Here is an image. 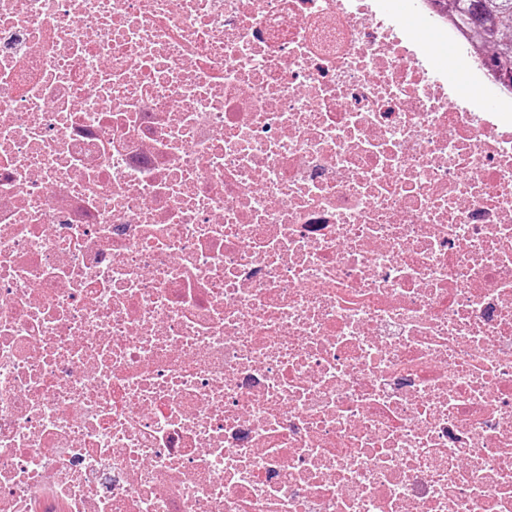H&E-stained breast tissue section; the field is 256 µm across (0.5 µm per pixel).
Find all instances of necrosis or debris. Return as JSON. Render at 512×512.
<instances>
[{
	"instance_id": "obj_1",
	"label": "necrosis or debris",
	"mask_w": 512,
	"mask_h": 512,
	"mask_svg": "<svg viewBox=\"0 0 512 512\" xmlns=\"http://www.w3.org/2000/svg\"><path fill=\"white\" fill-rule=\"evenodd\" d=\"M0 0V512H512V85L425 0Z\"/></svg>"
}]
</instances>
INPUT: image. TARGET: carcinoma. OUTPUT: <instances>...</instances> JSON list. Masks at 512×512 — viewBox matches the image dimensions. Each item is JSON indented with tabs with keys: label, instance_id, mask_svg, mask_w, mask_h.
Listing matches in <instances>:
<instances>
[{
	"label": "carcinoma",
	"instance_id": "obj_1",
	"mask_svg": "<svg viewBox=\"0 0 512 512\" xmlns=\"http://www.w3.org/2000/svg\"><path fill=\"white\" fill-rule=\"evenodd\" d=\"M457 27L480 42L493 45V63L512 75V0H451Z\"/></svg>",
	"mask_w": 512,
	"mask_h": 512
}]
</instances>
